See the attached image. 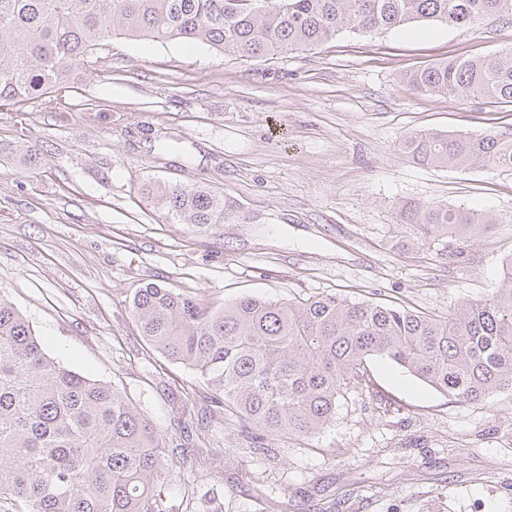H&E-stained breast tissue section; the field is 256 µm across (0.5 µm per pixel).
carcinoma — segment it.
<instances>
[{"instance_id": "1", "label": "carcinoma", "mask_w": 512, "mask_h": 512, "mask_svg": "<svg viewBox=\"0 0 512 512\" xmlns=\"http://www.w3.org/2000/svg\"><path fill=\"white\" fill-rule=\"evenodd\" d=\"M511 16L512 0H0V106L65 88L109 40L200 42L243 59L286 56L355 29L414 22L475 25ZM450 99L512 101V51L452 58L405 76ZM399 149L428 168L512 171V132L420 130ZM154 203L202 228L236 216L204 185L154 187ZM406 251L466 242L499 219L438 203L396 213ZM131 314L146 343L194 369L211 406L259 440L306 438L336 416L343 391L368 386L364 362L387 359L456 402L512 393V260L491 297L437 319L335 295L244 297L220 306L157 284ZM170 475L161 431L122 392L49 358L26 316L0 295V500L16 512H166Z\"/></svg>"}]
</instances>
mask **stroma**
Wrapping results in <instances>:
<instances>
[{
	"label": "stroma",
	"mask_w": 512,
	"mask_h": 512,
	"mask_svg": "<svg viewBox=\"0 0 512 512\" xmlns=\"http://www.w3.org/2000/svg\"><path fill=\"white\" fill-rule=\"evenodd\" d=\"M511 50L512 17L497 16L347 30L271 60L118 39L61 92L0 106V294L51 358L116 385L160 429L169 512H266L261 488L282 512H512V395L458 403L374 358L335 421L261 446L210 407L195 370L149 349L129 309L148 283L214 305L338 293L442 317L491 294L512 257V174L422 168L399 143L512 130V102L454 101L403 76ZM158 183L222 192L239 218L170 221L145 192ZM407 201L503 222L402 251L393 224Z\"/></svg>",
	"instance_id": "1"
}]
</instances>
